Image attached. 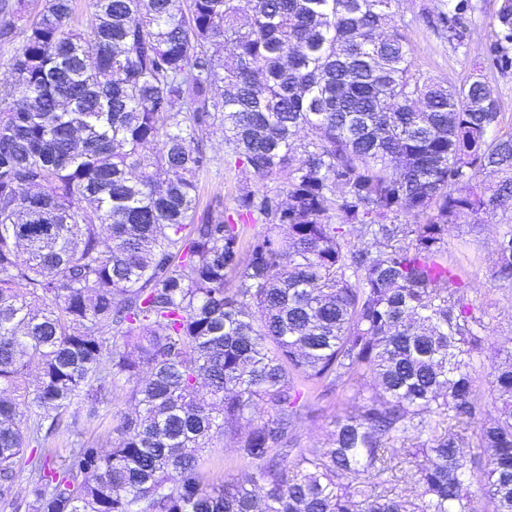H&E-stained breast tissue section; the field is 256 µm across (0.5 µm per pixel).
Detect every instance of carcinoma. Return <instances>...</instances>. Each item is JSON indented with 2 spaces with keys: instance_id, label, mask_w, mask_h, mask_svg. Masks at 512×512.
Instances as JSON below:
<instances>
[{
  "instance_id": "carcinoma-1",
  "label": "carcinoma",
  "mask_w": 512,
  "mask_h": 512,
  "mask_svg": "<svg viewBox=\"0 0 512 512\" xmlns=\"http://www.w3.org/2000/svg\"><path fill=\"white\" fill-rule=\"evenodd\" d=\"M395 2L253 0L242 23L239 0H89L83 29L74 0H0V42L17 43L0 85V499L512 512V349L486 355L445 241L512 206V132L481 73L430 84L406 25L379 33ZM473 10L437 0L429 22L462 47ZM490 25L488 60L512 70V0ZM221 164L258 183L201 212ZM492 268L512 284V236ZM118 387L135 408L119 438L50 466L45 442L82 435ZM314 392L353 403L324 448L297 433ZM221 437L251 472L208 490L198 454Z\"/></svg>"
}]
</instances>
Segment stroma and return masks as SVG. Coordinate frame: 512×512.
I'll return each mask as SVG.
<instances>
[{"label": "stroma", "instance_id": "stroma-1", "mask_svg": "<svg viewBox=\"0 0 512 512\" xmlns=\"http://www.w3.org/2000/svg\"><path fill=\"white\" fill-rule=\"evenodd\" d=\"M469 37L462 47H454L428 22L436 0H396V21L405 22L414 47V62L423 78L433 83L457 86L474 68H481L485 80L495 89L502 117V132L512 131V71L503 73L489 66L486 51L494 39L489 18L497 0H472ZM252 173L244 169L225 172L211 179L201 189L202 204L223 201L232 208L240 187L255 185ZM512 234V208L481 215L479 223H461L448 232L452 251H464L470 262L466 269L472 285L471 297L483 313L486 333L497 345L512 348V287L501 285L490 271V258L499 240ZM314 416L301 426L304 444L324 447L332 430V419L339 411L336 399H313ZM199 470L209 487H221L225 480L247 473L248 467L238 460L227 440L214 441L201 456Z\"/></svg>", "mask_w": 512, "mask_h": 512}]
</instances>
